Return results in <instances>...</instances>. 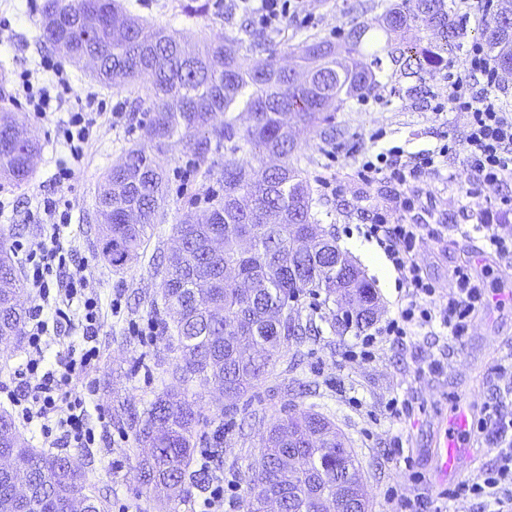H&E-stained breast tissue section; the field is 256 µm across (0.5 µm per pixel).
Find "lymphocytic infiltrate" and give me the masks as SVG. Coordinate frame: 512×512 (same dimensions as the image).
<instances>
[{
	"instance_id": "f902f5d3",
	"label": "lymphocytic infiltrate",
	"mask_w": 512,
	"mask_h": 512,
	"mask_svg": "<svg viewBox=\"0 0 512 512\" xmlns=\"http://www.w3.org/2000/svg\"><path fill=\"white\" fill-rule=\"evenodd\" d=\"M243 4L252 26L262 32L277 30L284 20L296 14L293 0H243ZM40 67L54 75V87L35 85L33 73L28 69L18 74L17 85L31 110L44 116L55 103L62 101L61 91L67 88L68 80L54 60L41 59ZM503 86L504 75L497 59L479 40L470 43L465 65L448 80V106L465 121L463 172L483 190L499 188L512 178V109L499 97ZM76 103V111L71 112L66 124L58 130L67 151L66 157L55 162L54 179L60 185L74 177L96 126V92L87 91ZM450 150V145H443L438 152L422 156L418 163L409 167L401 164L397 149L392 148L365 159L360 174L369 183L387 180L402 186L417 180L426 171L438 169L441 158ZM36 211L45 220L42 239L30 248L19 241L14 244L15 251L23 255L28 293L35 304L29 309L23 333L28 357L25 365L13 374L14 387L9 390L8 399L23 422L39 423L40 432L48 439L50 447L87 448L96 439L111 437L109 427L97 432L88 425L85 410V396L94 390L89 374L100 357L96 339L104 316L85 265L76 262L72 250L64 249L61 243V232L71 219L68 202L45 197L38 200ZM365 234L376 240L399 274L409 301L396 317L362 337L358 351L362 360H373L378 344L402 342L413 335L415 328L425 326L436 316L452 335L468 333L473 315L488 302L487 285L482 276L470 266L455 267L448 285V300L439 315H432L420 300L435 295L436 286L414 260L425 241L420 225L380 222L368 225ZM56 272L63 275L58 288L66 301L79 303L83 347L79 355L67 356L57 368L46 369L42 366L44 336L51 330L61 331L64 324L71 321L70 314L61 308L56 309L54 321L42 317L41 301L48 296L49 278ZM476 430L480 433L493 431L504 447L482 482H460L453 494L487 497L493 499L496 512H512V414L496 410L493 423L479 422Z\"/></svg>"
}]
</instances>
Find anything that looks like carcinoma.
Returning a JSON list of instances; mask_svg holds the SVG:
<instances>
[{
    "label": "carcinoma",
    "mask_w": 512,
    "mask_h": 512,
    "mask_svg": "<svg viewBox=\"0 0 512 512\" xmlns=\"http://www.w3.org/2000/svg\"><path fill=\"white\" fill-rule=\"evenodd\" d=\"M40 39L61 47L73 62L93 61L92 78L105 86L143 83L148 122L144 143L128 149L103 175L96 197L101 254L120 270L136 261L146 229L167 197V175L159 157L179 142L203 160L211 144L240 145L260 165L224 167L223 193L202 218L174 225V241L163 271L165 303L174 313L180 350L178 370L200 389L216 385L232 400L260 381L285 341L318 334L300 322L290 302L315 288L336 305L332 327L340 336L372 325L376 290L355 262L342 253L312 214L301 171L290 163L296 144L284 117L310 129L328 122L329 110L378 85L374 57L363 64L370 26L356 22L336 51L332 42H306L293 51V67L247 65L231 43L204 40L190 48L177 33L132 13L124 0H43ZM433 31L440 42L389 46L388 56L404 78L448 65L463 28L446 0H394L385 14L386 37L410 29ZM500 67L512 74V16L496 17L483 30ZM246 112L252 124L233 119L217 127L216 112ZM39 146L21 137L11 113L0 111V177L20 186L33 176ZM12 256L0 245V342L23 335L25 284L15 277ZM145 493L162 512L194 483L190 464L196 428L204 416L188 389L166 390L144 412L128 415ZM0 448L25 468L29 492L15 491L11 472L0 471V512H67L79 498L85 512H105L88 493L84 469L68 456L37 449L22 439L12 417L0 414ZM367 512L364 484L351 449L335 425L319 413L298 410L279 420L261 442L251 466L245 512Z\"/></svg>",
    "instance_id": "cac0c4a2"
}]
</instances>
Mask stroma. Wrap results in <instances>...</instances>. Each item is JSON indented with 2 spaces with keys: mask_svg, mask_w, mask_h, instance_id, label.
<instances>
[{
  "mask_svg": "<svg viewBox=\"0 0 512 512\" xmlns=\"http://www.w3.org/2000/svg\"><path fill=\"white\" fill-rule=\"evenodd\" d=\"M42 0H0V91L10 90L14 73L36 69L41 58L63 59V52L39 39ZM130 9L147 20L178 30L188 41L201 38L231 40L242 37L248 20L240 0H206L207 11L187 13L190 0H126ZM391 0H301L303 13L313 21L304 25L285 20L278 30L265 33L267 43L278 50L277 63L285 66L290 53L302 42L316 38L340 42L352 21L368 24L366 46L387 55L386 37L378 23ZM483 26L470 19L447 66L426 73L422 91L408 94L410 78L392 83L391 63L378 72L379 87L369 95L368 105L351 98L333 114V136L299 129L292 162L306 178L312 195V212L336 245L352 258L377 292V323L394 317L403 298L396 272L382 274L371 261L381 249L366 238L363 225L386 215L392 224L431 226L437 238L427 240L416 255L424 275L435 283V296L423 298V306L438 312L448 296V280L456 265L474 263L495 295L494 302L475 316L463 336L451 335L440 320L416 329L402 344H385L371 362L346 357L360 340L349 331L337 336L330 325L331 308L323 295L301 294L294 308L301 318H313L320 335L285 343L265 377L235 401H228L214 388L197 390L195 400L207 418L196 436L200 448L218 449L213 471L245 487V476L260 455L261 438L291 410H312L328 417L354 451L367 494L369 512H385L388 488L406 484L404 467L392 462L391 438L401 434L403 450L414 470L422 472L420 485L431 500L430 512H492L490 501L450 496L449 486L435 485L434 443L436 425L458 399L471 397L474 419L483 416L484 404L512 410V258H501L484 247L479 231L484 211L498 209L502 199L512 198V181L499 190L477 192L474 183L461 179L465 157L463 123L459 114L445 110L448 101L449 67L465 57L470 42L482 35ZM72 90L80 94L96 89L103 114L88 154L75 177L57 185L52 174L64 147L57 140V123L66 119L61 109L47 116L27 110L24 102L7 106L23 117L37 138L41 153L33 179L16 186L0 179V233L7 241L40 239L42 226L32 212L36 199L53 196L66 199L72 221L62 238L65 248L85 261L102 306L121 295L120 314H106L97 344L101 357L91 372L96 391L87 399L91 426L107 419L116 439L112 445L96 443L73 448L69 454L87 472L89 488L104 499L108 512H158L155 502L141 491L138 475L139 447L127 422L116 420L117 407L143 413L155 396L179 388L176 371L180 353L173 338V322L161 298L160 258L171 246L172 228L184 218L202 214L212 192L218 191L225 164H250V152L227 151L213 146L199 161L183 144L169 147L163 164L169 188L163 215L147 230V240L137 262L116 270L99 255L93 215L95 197L103 173L124 151L142 143L146 120L137 86L96 85L84 65L68 64ZM121 113L113 121L112 113ZM454 143L452 154L438 173L428 174L401 188L386 182L368 183L358 176L363 156L394 146L400 147L401 162L414 164L420 155ZM409 197L411 208H399L396 195ZM157 320L154 341L132 336L128 325ZM439 360L440 371H431V360ZM408 402L411 415L390 420L384 406L391 398Z\"/></svg>",
  "mask_w": 512,
  "mask_h": 512,
  "instance_id": "obj_1",
  "label": "stroma"
}]
</instances>
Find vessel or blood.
Wrapping results in <instances>:
<instances>
[{
	"instance_id": "1",
	"label": "vessel or blood",
	"mask_w": 512,
	"mask_h": 512,
	"mask_svg": "<svg viewBox=\"0 0 512 512\" xmlns=\"http://www.w3.org/2000/svg\"><path fill=\"white\" fill-rule=\"evenodd\" d=\"M477 443L471 422V407L461 402L438 429L435 442L436 475L439 482L450 483L469 472L472 450Z\"/></svg>"
}]
</instances>
